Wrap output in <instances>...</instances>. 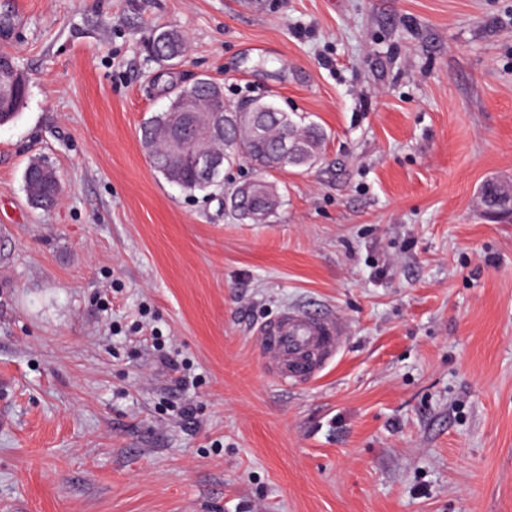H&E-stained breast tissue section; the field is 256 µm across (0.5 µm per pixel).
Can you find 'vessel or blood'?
Returning a JSON list of instances; mask_svg holds the SVG:
<instances>
[{"mask_svg": "<svg viewBox=\"0 0 512 512\" xmlns=\"http://www.w3.org/2000/svg\"><path fill=\"white\" fill-rule=\"evenodd\" d=\"M345 334L336 316L283 309L257 331L265 371L285 385L315 379L335 359Z\"/></svg>", "mask_w": 512, "mask_h": 512, "instance_id": "b4317fda", "label": "vessel or blood"}]
</instances>
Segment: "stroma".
<instances>
[{
  "mask_svg": "<svg viewBox=\"0 0 512 512\" xmlns=\"http://www.w3.org/2000/svg\"><path fill=\"white\" fill-rule=\"evenodd\" d=\"M1 49L29 93L0 125V512H512V219L478 200L512 181V0H0ZM199 76L327 133L264 223L142 147ZM287 307L347 329L296 386L257 336ZM155 57L163 62L180 61L186 52L184 36L173 29H156L148 38ZM45 166L37 161L30 162L23 174L26 190L31 203L36 209H49L55 206L62 195L61 182L52 170L48 177H43Z\"/></svg>",
  "mask_w": 512,
  "mask_h": 512,
  "instance_id": "obj_1",
  "label": "stroma"
}]
</instances>
